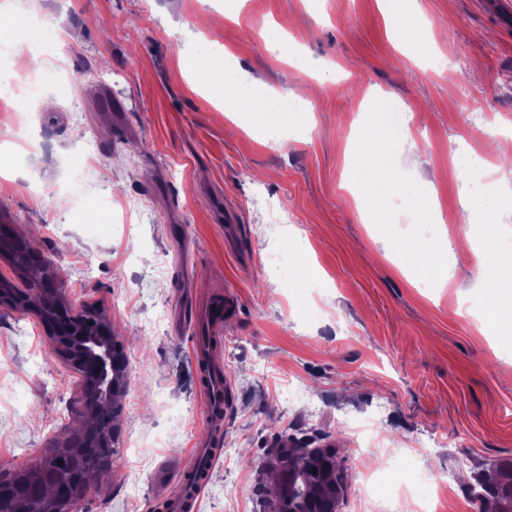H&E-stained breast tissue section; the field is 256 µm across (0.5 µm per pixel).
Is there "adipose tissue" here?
I'll return each mask as SVG.
<instances>
[{
	"label": "adipose tissue",
	"instance_id": "adipose-tissue-1",
	"mask_svg": "<svg viewBox=\"0 0 512 512\" xmlns=\"http://www.w3.org/2000/svg\"><path fill=\"white\" fill-rule=\"evenodd\" d=\"M381 10L400 47L406 50L416 39L409 27L410 17L417 11L416 0H380ZM188 63L201 84L212 95L223 100L228 112L238 111L241 103L251 100L252 85L237 73L218 74L206 58L192 56ZM378 98L367 100L364 114V136L352 141L350 150L356 162L349 173V188L362 207L365 223L385 228L386 247L398 259L401 270L416 283H434L442 279L448 260L446 233L429 237L405 238L391 228V194L399 192L411 204L414 223L436 221L432 193L415 179L400 174L389 151L393 139L383 123ZM467 211H478L470 232L485 243L481 283L487 298L484 323L496 326L502 346L512 348V250L499 247L496 199L467 198Z\"/></svg>",
	"mask_w": 512,
	"mask_h": 512
}]
</instances>
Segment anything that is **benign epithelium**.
<instances>
[{"instance_id": "benign-epithelium-1", "label": "benign epithelium", "mask_w": 512, "mask_h": 512, "mask_svg": "<svg viewBox=\"0 0 512 512\" xmlns=\"http://www.w3.org/2000/svg\"><path fill=\"white\" fill-rule=\"evenodd\" d=\"M17 238L14 225L0 224V257L11 256L10 244ZM37 288H15L0 279V308L13 311L32 309V298H38L46 334L52 339L54 354L75 369L82 378L75 412L83 428L65 439L58 449L63 451L58 466L72 471L70 481L62 483L58 475L46 470L38 479L51 487L40 512H69L72 500L88 489L87 470L73 468L70 452L96 449L97 458L105 469L117 455L121 412L116 399L123 396L129 384V362L122 341L112 333L107 316L89 306L75 308L70 302L65 283L54 274L49 264ZM317 472H312V469ZM30 471V465L18 464L0 469V502L9 503V512H30L21 505L16 492L20 478ZM267 480L280 491L270 499V512H281L280 497L293 499L302 490V505L293 512H310L313 502L320 503L324 512H337L342 476L336 467V449L312 448L297 453L288 442L278 444L274 463L267 469Z\"/></svg>"}]
</instances>
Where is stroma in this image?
<instances>
[{
	"mask_svg": "<svg viewBox=\"0 0 512 512\" xmlns=\"http://www.w3.org/2000/svg\"><path fill=\"white\" fill-rule=\"evenodd\" d=\"M10 3L61 38L45 60L21 55L38 95L0 114V221L34 236L73 305L100 308L130 361L120 449L79 512L172 505L213 431L222 450L189 512H265L283 439L335 448L342 512H379L383 494L361 496L360 478L391 454L396 484L412 482L405 457L438 476L433 512H478L470 485L512 469V353L480 329L483 254L457 246L471 178L455 158L487 127L512 128V0H418L443 62L433 70L402 57L379 0H246L235 18L229 0ZM216 32L219 66L312 106L308 131L237 124L197 87L184 58L205 55ZM103 92L122 111L101 109ZM375 93L409 113L394 158L433 188L448 264L469 268L466 283H411L361 219L348 145ZM494 142L486 158L512 239V137ZM78 158L88 180L75 199ZM299 249L317 283L292 285L268 261ZM224 295L213 356L229 413L215 428L192 324ZM296 381L317 410L285 399ZM78 394L38 317L0 309V466L54 449Z\"/></svg>",
	"mask_w": 512,
	"mask_h": 512,
	"instance_id": "obj_1",
	"label": "stroma"
}]
</instances>
